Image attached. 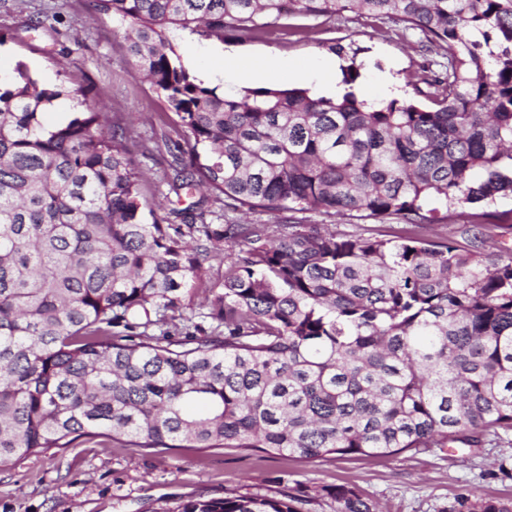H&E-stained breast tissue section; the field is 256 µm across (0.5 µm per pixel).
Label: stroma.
<instances>
[{
    "instance_id": "stroma-1",
    "label": "stroma",
    "mask_w": 512,
    "mask_h": 512,
    "mask_svg": "<svg viewBox=\"0 0 512 512\" xmlns=\"http://www.w3.org/2000/svg\"><path fill=\"white\" fill-rule=\"evenodd\" d=\"M43 27L29 29L30 20ZM0 69L24 61L41 83L75 77L89 84L106 105L113 125L129 129L145 177L146 198L163 200L167 179L188 156V144L167 117V108L138 74L125 49L124 30L95 13L91 0H0ZM170 38L184 64L205 85L227 94L241 86L228 71L211 70L213 57L226 52L241 62L279 57L285 69L269 87L288 88L298 81L290 68L311 61L335 63L345 70L351 60L330 50L331 42L357 49L353 86L365 89L384 80L388 95L400 98L410 81L440 74L445 52L418 32L390 21L352 12L321 22L283 17L278 26L248 38H205L176 30ZM469 214L452 213L428 236L449 239L463 251L512 253V223L493 228L492 242L480 243ZM300 224H333L337 232L359 236L376 232L370 219L296 214ZM401 236L404 225L382 227ZM289 491L322 485H346L377 503L381 512H443L459 495L476 490L486 498L512 499V432L486 434L481 446L407 451L394 455H331L319 459L269 457L240 448H131L91 442L74 448H50L18 463L0 464V512H158L159 508L199 497L274 495L278 479Z\"/></svg>"
}]
</instances>
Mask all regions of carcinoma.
<instances>
[{
    "instance_id": "1",
    "label": "carcinoma",
    "mask_w": 512,
    "mask_h": 512,
    "mask_svg": "<svg viewBox=\"0 0 512 512\" xmlns=\"http://www.w3.org/2000/svg\"><path fill=\"white\" fill-rule=\"evenodd\" d=\"M187 138L169 193L196 190L270 224L165 215L92 89L0 81V463L103 439L132 448L259 449L321 458L480 444L512 430V256L422 234L448 211L512 199V0H93ZM345 11L445 48L443 77L370 103L305 89L217 92L171 30L249 36L283 15ZM83 112L48 125L55 100ZM151 221H146L144 212ZM395 220L348 236L288 213ZM182 220L169 223V216ZM226 264L213 281L206 263ZM207 288V336H158ZM121 327L127 331L116 332ZM378 512L359 490L195 499L161 512ZM443 512H512L461 495Z\"/></svg>"
}]
</instances>
